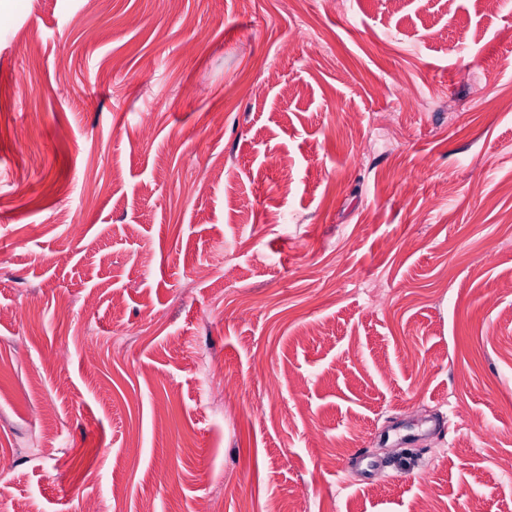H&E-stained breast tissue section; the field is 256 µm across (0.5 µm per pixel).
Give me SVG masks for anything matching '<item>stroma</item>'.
Listing matches in <instances>:
<instances>
[{"mask_svg":"<svg viewBox=\"0 0 512 512\" xmlns=\"http://www.w3.org/2000/svg\"><path fill=\"white\" fill-rule=\"evenodd\" d=\"M494 99L512 0H0V512H512Z\"/></svg>","mask_w":512,"mask_h":512,"instance_id":"1","label":"stroma"}]
</instances>
